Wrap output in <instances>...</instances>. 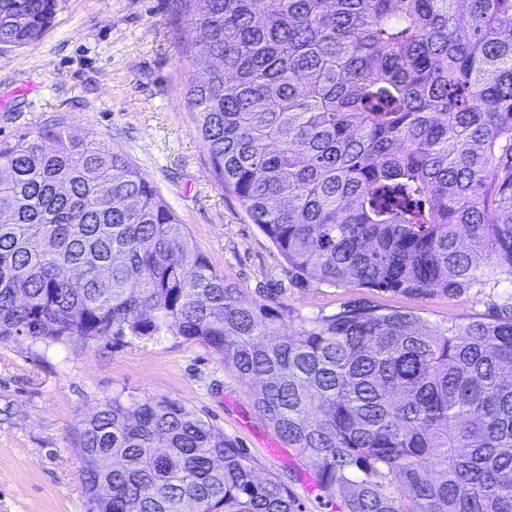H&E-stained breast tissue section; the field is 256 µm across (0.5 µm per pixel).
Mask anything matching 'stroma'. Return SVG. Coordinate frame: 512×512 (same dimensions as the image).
<instances>
[{
  "mask_svg": "<svg viewBox=\"0 0 512 512\" xmlns=\"http://www.w3.org/2000/svg\"><path fill=\"white\" fill-rule=\"evenodd\" d=\"M196 31L180 0H57L33 43L0 46V141L59 125L95 134L124 154L184 224L214 270L246 299L280 289L286 329L365 300L430 326L487 317L512 294H402L290 281L281 256L240 202L215 179L195 127L187 84L202 74L182 46ZM116 396L184 404L279 477L301 512H339L315 468L258 413L253 390L209 347L163 336L90 342L81 349L22 340L0 344V512H86L76 437Z\"/></svg>",
  "mask_w": 512,
  "mask_h": 512,
  "instance_id": "stroma-1",
  "label": "stroma"
}]
</instances>
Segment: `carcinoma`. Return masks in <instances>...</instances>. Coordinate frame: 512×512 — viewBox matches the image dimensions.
I'll return each mask as SVG.
<instances>
[{
	"instance_id": "obj_1",
	"label": "carcinoma",
	"mask_w": 512,
	"mask_h": 512,
	"mask_svg": "<svg viewBox=\"0 0 512 512\" xmlns=\"http://www.w3.org/2000/svg\"><path fill=\"white\" fill-rule=\"evenodd\" d=\"M220 68L187 99L218 185L291 279L424 298L512 284V0H182ZM56 0H0L24 47ZM0 343L174 336L246 384L341 512H512V302L430 327L224 280L142 173L60 127L0 143ZM88 512H299L288 485L163 396L77 442Z\"/></svg>"
}]
</instances>
